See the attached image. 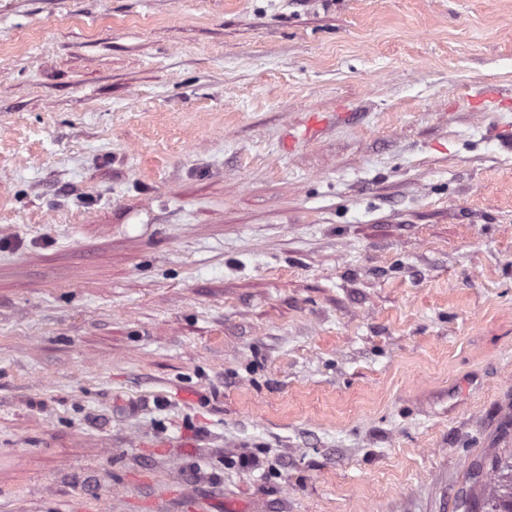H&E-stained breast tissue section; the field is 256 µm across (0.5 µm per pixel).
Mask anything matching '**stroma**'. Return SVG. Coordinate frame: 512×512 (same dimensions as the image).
Returning <instances> with one entry per match:
<instances>
[{
  "label": "stroma",
  "mask_w": 512,
  "mask_h": 512,
  "mask_svg": "<svg viewBox=\"0 0 512 512\" xmlns=\"http://www.w3.org/2000/svg\"><path fill=\"white\" fill-rule=\"evenodd\" d=\"M511 450L512 0H0V512H455Z\"/></svg>",
  "instance_id": "stroma-1"
}]
</instances>
